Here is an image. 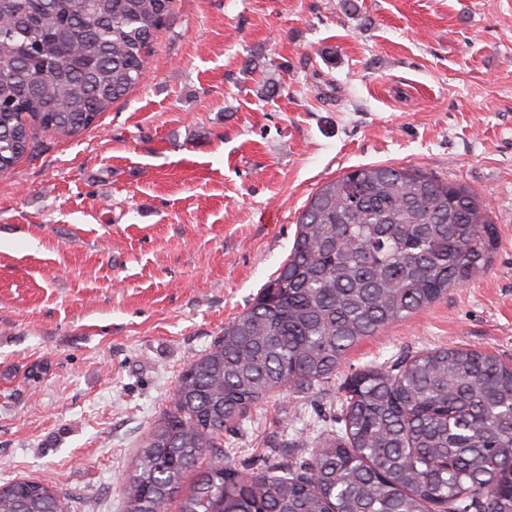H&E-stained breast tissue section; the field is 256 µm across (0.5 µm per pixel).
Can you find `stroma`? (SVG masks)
I'll return each instance as SVG.
<instances>
[{"instance_id":"1","label":"stroma","mask_w":512,"mask_h":512,"mask_svg":"<svg viewBox=\"0 0 512 512\" xmlns=\"http://www.w3.org/2000/svg\"><path fill=\"white\" fill-rule=\"evenodd\" d=\"M38 141L0 176V483L123 512L186 363L278 270L311 195L359 165L468 186L493 264L328 381L269 394L226 460L309 452L367 366L462 346L512 362V0H175L143 83Z\"/></svg>"}]
</instances>
